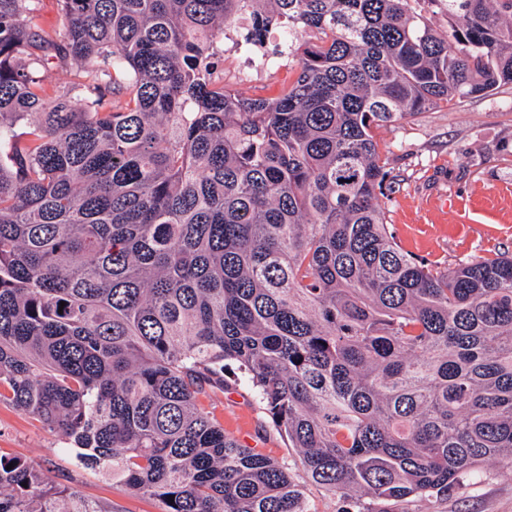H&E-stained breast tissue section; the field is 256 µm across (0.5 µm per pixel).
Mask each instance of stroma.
<instances>
[{"mask_svg": "<svg viewBox=\"0 0 512 512\" xmlns=\"http://www.w3.org/2000/svg\"><path fill=\"white\" fill-rule=\"evenodd\" d=\"M224 83L249 95L276 93L287 65L260 67L220 41ZM399 188L382 205L399 247L451 268L474 256L512 253V85L429 110L381 131ZM201 403L239 443L277 457L294 450L272 426L236 369ZM70 440L32 415L0 404V456L40 466L56 483L112 512H160L70 453ZM408 512H512V475L480 468L445 496L413 499Z\"/></svg>", "mask_w": 512, "mask_h": 512, "instance_id": "obj_1", "label": "stroma"}]
</instances>
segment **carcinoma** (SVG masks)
I'll return each instance as SVG.
<instances>
[{
  "label": "carcinoma",
  "mask_w": 512,
  "mask_h": 512,
  "mask_svg": "<svg viewBox=\"0 0 512 512\" xmlns=\"http://www.w3.org/2000/svg\"><path fill=\"white\" fill-rule=\"evenodd\" d=\"M56 2L0 0V403L161 512H315L200 406L232 363L341 512L512 471V254L402 251L377 139L512 84V0ZM0 512L110 510L0 457ZM230 46L231 43L225 40L217 43L218 50L224 54V65L218 68L216 78L220 79V74L224 73V85L249 95L276 93L281 82L288 76V59H283L278 68L258 67L256 63L246 61L236 50H227Z\"/></svg>",
  "instance_id": "cac0c4a2"
}]
</instances>
